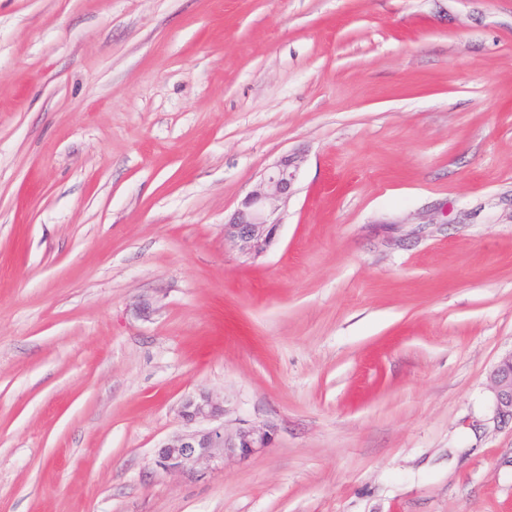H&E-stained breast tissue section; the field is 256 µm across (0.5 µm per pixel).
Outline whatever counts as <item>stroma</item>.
Masks as SVG:
<instances>
[{"mask_svg": "<svg viewBox=\"0 0 512 512\" xmlns=\"http://www.w3.org/2000/svg\"><path fill=\"white\" fill-rule=\"evenodd\" d=\"M510 352L512 0H0V512H512ZM301 159L296 153H285L267 169L231 216L224 219L225 244L252 259L270 250L281 226L279 211L295 193ZM491 391L497 416L512 422V352L502 357L494 367ZM224 400L210 393L186 396L177 409L178 418L188 430L165 440L157 450L156 466L166 472L193 470L202 462L224 461L226 457L244 458L271 441L266 427L224 428ZM192 425L200 427L191 428Z\"/></svg>", "mask_w": 512, "mask_h": 512, "instance_id": "35a3bbf8", "label": "stroma"}]
</instances>
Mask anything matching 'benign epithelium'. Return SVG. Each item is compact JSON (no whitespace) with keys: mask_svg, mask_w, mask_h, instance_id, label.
Masks as SVG:
<instances>
[{"mask_svg":"<svg viewBox=\"0 0 512 512\" xmlns=\"http://www.w3.org/2000/svg\"><path fill=\"white\" fill-rule=\"evenodd\" d=\"M301 157L281 155L224 221V243L247 258H258L274 245L281 226L280 210L295 193ZM491 391L497 416L512 421V352L501 358L491 374ZM224 401L210 393L186 396L177 409L186 430L165 440L157 450L156 466L166 472L188 471L202 462L245 458L271 441L265 427L224 428Z\"/></svg>","mask_w":512,"mask_h":512,"instance_id":"1","label":"benign epithelium"}]
</instances>
